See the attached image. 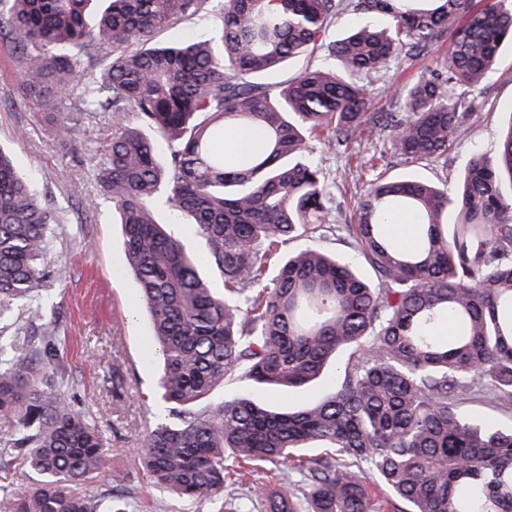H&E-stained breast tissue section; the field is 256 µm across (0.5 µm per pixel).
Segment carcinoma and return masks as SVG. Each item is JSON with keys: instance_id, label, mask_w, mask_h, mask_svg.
<instances>
[{"instance_id": "carcinoma-1", "label": "carcinoma", "mask_w": 512, "mask_h": 512, "mask_svg": "<svg viewBox=\"0 0 512 512\" xmlns=\"http://www.w3.org/2000/svg\"><path fill=\"white\" fill-rule=\"evenodd\" d=\"M0 1L23 92L45 119L69 133L60 99L75 86L72 111L112 117L96 178L162 357L168 419L142 437L159 487L215 499L237 470L277 461L306 480L254 487L258 512H379L380 496L395 512H512V429L479 428L456 410L476 394L512 403V124L455 187L376 171L389 159L448 165L456 130L481 115L455 92L481 84L512 42V0ZM208 5V37L154 41ZM347 16L387 24L323 42ZM444 42L439 67L399 89L401 112L369 111L370 90L353 77L376 82ZM318 50L332 63L268 82ZM241 127L265 139L246 160L216 149ZM320 137L334 151L373 144L350 224L334 223L322 170L305 157ZM160 200L192 218L206 253L157 223ZM400 213L419 222L410 249L388 228ZM65 221L0 148V417L10 425L0 480L23 468L41 476L21 494L0 490V512H127L110 491L82 490L109 448L75 404L56 324L38 350L21 343L16 310L38 317L42 284L58 276L51 231ZM336 232L374 281L321 247ZM297 237L312 245L279 258ZM445 320L450 336L434 332ZM341 352L336 388L316 402L207 401L236 374L303 388ZM307 448L323 455L307 459Z\"/></svg>"}]
</instances>
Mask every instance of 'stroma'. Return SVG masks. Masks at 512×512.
I'll return each mask as SVG.
<instances>
[{
    "label": "stroma",
    "instance_id": "obj_1",
    "mask_svg": "<svg viewBox=\"0 0 512 512\" xmlns=\"http://www.w3.org/2000/svg\"><path fill=\"white\" fill-rule=\"evenodd\" d=\"M441 56V51H433L394 78L377 83L375 105L399 111L398 87L433 70ZM474 95L484 103L482 116L457 131L447 167L394 161L387 165L386 175L413 174L453 186L473 154L495 150L512 120L511 43L503 44L495 69ZM111 131L110 114H92L75 126L79 151L71 153L62 134L46 125L35 103L21 93L13 44L0 38V146L10 151L19 172L69 215L68 223L54 230L51 251L60 275L46 282L43 304L45 315L58 319L64 364L80 379L76 403L104 427L110 446L104 469L85 483L84 490L91 497L112 490L134 512H215L213 501L187 500L159 489L139 463L142 437L164 416L165 407L155 395L160 360L148 353L153 341L150 321L137 282L121 270V227L113 223L112 205L95 178L96 169L106 163L104 146ZM308 145L323 170L336 223H349L367 188L362 171L372 155L369 143L346 155L319 140H309ZM75 183L82 187V196L72 195ZM114 472L125 476L121 487L110 483ZM300 478L297 470L263 465L244 483L229 488L223 506L226 512H251L254 486Z\"/></svg>",
    "mask_w": 512,
    "mask_h": 512
}]
</instances>
